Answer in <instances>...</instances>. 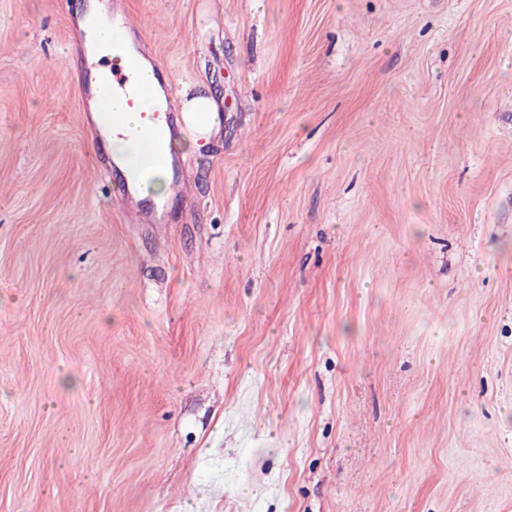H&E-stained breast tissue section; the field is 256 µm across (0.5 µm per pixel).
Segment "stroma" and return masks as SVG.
<instances>
[{
    "instance_id": "obj_1",
    "label": "stroma",
    "mask_w": 512,
    "mask_h": 512,
    "mask_svg": "<svg viewBox=\"0 0 512 512\" xmlns=\"http://www.w3.org/2000/svg\"><path fill=\"white\" fill-rule=\"evenodd\" d=\"M88 2L0 0V512H512V0H124L161 224ZM124 69H110L109 74H104L99 69L95 72L97 87L99 90H106L109 98L112 100V112L124 113V127L114 133H109L106 137L105 145L110 156L116 160L123 156L131 147V142L135 140L145 129L141 126L140 106L146 104L149 98L143 99L141 104L134 108H128L112 95H124L130 104L139 102L142 99L144 89L139 90L138 74L140 70L139 59L136 54L127 56ZM159 90L153 91L151 96L161 105L152 107L143 112H149V130L144 138L135 143L134 146L123 156L122 165L124 169L135 175L145 172L151 163L160 159L163 164H167L173 170L176 166V160L167 158L161 153V143L166 136L173 137L177 134L181 124H184L183 115L180 119H171L168 112H173V103L171 97L170 85L162 86L159 81ZM110 112L108 101L104 96H98L96 111L94 112V121L100 131H112V128H120V118ZM157 120L161 121L157 125ZM181 103V112H184L189 130L192 133L189 139L190 144H188L187 147L190 146L191 148L199 149L201 147L199 141L205 140L206 142L212 131L219 125V110L217 104L203 95H194L188 98L184 95ZM195 113H198V117L201 119L206 118V113H210L208 114L210 118L200 123L195 119ZM144 193L155 201L162 202L169 196L170 172L160 165L151 167V171L144 178Z\"/></svg>"
}]
</instances>
